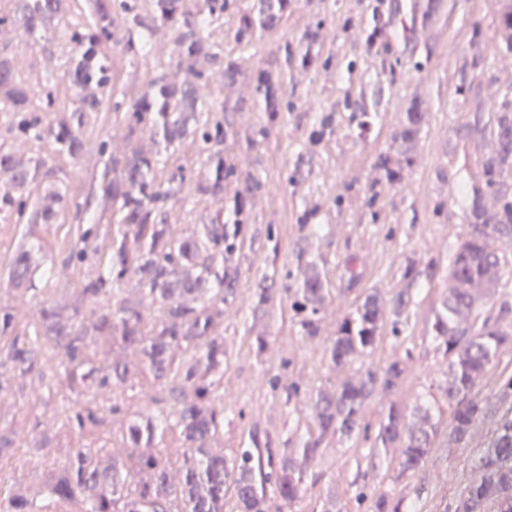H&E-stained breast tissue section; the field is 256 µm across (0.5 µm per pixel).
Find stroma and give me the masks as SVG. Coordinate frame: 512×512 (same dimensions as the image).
Segmentation results:
<instances>
[{
    "instance_id": "stroma-1",
    "label": "stroma",
    "mask_w": 512,
    "mask_h": 512,
    "mask_svg": "<svg viewBox=\"0 0 512 512\" xmlns=\"http://www.w3.org/2000/svg\"><path fill=\"white\" fill-rule=\"evenodd\" d=\"M503 0H290L275 28L257 31L249 42L236 37L232 16L223 24L197 28L203 41L220 46L219 59L206 64L205 96L224 126V158L233 170L223 199L197 193L208 176L206 156L193 139L172 147L147 126L129 132L125 106L141 97L156 74L182 87L195 71L180 63L176 34L160 25L148 52L129 45V17L112 13L109 63L112 84L98 111L86 113L81 128L85 150L75 159L46 140L14 137L9 113L0 112V146L17 159H43L48 170L28 188V215L0 217V307L13 315L15 335L30 329L41 308L65 304L84 281L99 273L97 254L78 260L70 243L78 225H92L93 242L112 236V212L101 184L110 158L136 146L164 153L156 180L185 179L184 194L168 205L167 233L182 238L222 215L236 222L234 198L246 194L249 230L235 264V293L224 305V427L209 445L232 455L266 445L299 448L318 439L315 460L304 478L306 492L294 512H319L335 498L343 512H368V496L389 491L405 496L410 512H452L473 480L471 458L490 444L498 419L499 388L512 375V344L473 390L489 413L468 445L438 438L420 472L397 479V454L378 448L379 424L390 404L415 409L436 396L440 411L448 400L437 387L446 365L432 332L434 314L448 293V267L469 232V193L483 182V164L498 150L494 133L498 104L512 94V52L504 48ZM312 51L316 63L302 67ZM74 51L65 27L44 40L28 41L21 30L0 24V57L7 59L30 104L40 106L44 127L61 119L57 107L74 100L67 63ZM235 62V82L224 80L225 60ZM278 78L281 109L265 111L256 76ZM54 107H46V95ZM422 119L418 149L399 182H388L377 167L394 153L395 133L410 108ZM58 192L68 201L55 223L36 221L40 199ZM33 252L40 272L14 283L10 267L22 250ZM313 263L328 290L320 313L322 331L306 340L291 310ZM273 290L263 308L254 305L257 285ZM406 291L411 303L401 316L386 314L382 338L368 356L334 365L327 346L336 324L353 313L366 295L390 298ZM400 335H392L391 325ZM265 335L269 346L256 355L252 340ZM398 361L404 375L390 393L378 394L364 410L363 431L352 439L319 436L312 394L346 378ZM156 389L143 380L140 391H105L121 402L106 427L79 431L75 404L61 395L17 380L0 396V437L15 450L19 472L39 479L42 466H63L70 449L106 447L122 457L126 426L135 414L155 409ZM46 444L33 451L34 442Z\"/></svg>"
}]
</instances>
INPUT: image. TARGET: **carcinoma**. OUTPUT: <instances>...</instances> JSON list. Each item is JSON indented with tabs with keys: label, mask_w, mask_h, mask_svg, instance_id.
Segmentation results:
<instances>
[{
	"label": "carcinoma",
	"mask_w": 512,
	"mask_h": 512,
	"mask_svg": "<svg viewBox=\"0 0 512 512\" xmlns=\"http://www.w3.org/2000/svg\"><path fill=\"white\" fill-rule=\"evenodd\" d=\"M137 0H94L91 23L69 30L75 55L67 70L75 89L76 107L69 119L46 130L34 110L26 105L22 91L0 97V112L13 113V131L27 139L49 135L55 149L78 155L82 141L77 129L84 113L99 110L101 99L88 92L109 87V64L104 45L112 40V10L131 15V37L141 49L151 45L153 29L140 21ZM232 0H201L194 18L185 13L184 0H153L155 19L166 25L184 27L177 38L178 59L195 68L218 56L215 48L197 38L196 24H222L224 11ZM288 8V0H256L255 6L238 19L239 39L247 41L258 30L277 26ZM66 12V0H14L11 23L33 41L44 36ZM258 94L267 112L277 111L270 76L258 78ZM211 107L190 85L181 92L171 89L157 76L149 90L127 107L129 133L141 125L150 126L166 144L191 135L200 142L211 169L208 180L196 191L215 198L224 196V126L210 117ZM420 113H407L397 134L406 148L416 138ZM499 150L483 165L484 185L498 192L501 205L488 211L482 205V191H472L469 236L453 254L448 277V297L435 312L432 324L438 350L448 364V374L438 390L448 397L452 410L447 420L434 413L429 402L408 415L391 404L380 423L377 441L383 448H395L398 476L414 474L429 462L431 448L442 432L456 446L469 442L487 408L472 397L476 383L493 366L500 349L512 343V323H476L474 311L494 296L502 276L503 263L494 241L512 239V190L506 179L512 174V98L504 96L497 118ZM410 161L407 153L395 158L380 157L378 166L392 182ZM158 155H146L135 148L110 159L112 178L103 194L112 201L117 217L112 240L105 247L104 263L96 279L88 281L68 305L44 308L25 340L12 335L13 317L0 309V393L15 378L36 376L34 347L52 344L60 351L61 363L54 366L56 385L69 393L81 409L73 416L78 429L97 428L107 422L118 406H102L96 401L100 388L114 383L130 391L149 375L160 395L154 398L155 415L129 421L126 444L130 451L120 459L109 457L105 448H74L66 465L47 469L40 484L27 486V479L12 472V484L0 490V512H224L226 496L233 501L232 512H268L276 498L288 508L303 497V477L312 465L319 442L307 441L301 448L275 453L267 448H241L233 458L207 441L224 426V410L216 403L224 374V338L217 329L224 320V302L233 296L229 284L236 270L228 257L243 241L247 225L223 224L215 219L203 224L193 235L172 239L162 224L168 201L181 190L156 183ZM42 162H23L0 149V168L13 172V182L23 187L36 180ZM63 203L57 193L40 201L36 216L52 224ZM26 200L9 190L0 192V215L22 218ZM34 264L30 252L23 251L13 263L12 279H27ZM135 278L143 292L162 313L155 319L140 303L112 301L120 295L121 283ZM328 294L314 270L305 273L300 295L292 302L307 337L320 335L319 314ZM182 296H198L202 306L188 308ZM97 304L96 320L89 326L80 320L83 306ZM384 303L368 295L356 313L344 317L332 337L330 358L345 364L371 353L383 328ZM132 348L135 363L115 361L112 352ZM181 359H176L173 349ZM404 369L394 361L381 371L367 370L343 381L334 390H321L312 404V418L320 436L340 433L357 435L363 410L378 390L387 393L397 387ZM179 389L189 399L173 411L167 410L162 392ZM499 400L508 404L500 415L490 446L472 459L479 478L470 484L455 503L453 512H512V376L502 386ZM178 430L181 447L161 448L158 432ZM370 512H406L404 498L388 492L373 496Z\"/></svg>",
	"instance_id": "obj_1"
}]
</instances>
